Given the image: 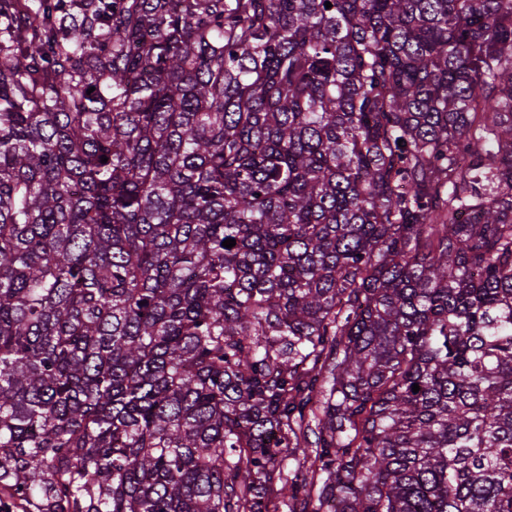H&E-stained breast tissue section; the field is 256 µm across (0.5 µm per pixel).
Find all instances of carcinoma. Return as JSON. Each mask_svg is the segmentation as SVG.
<instances>
[{"mask_svg":"<svg viewBox=\"0 0 512 512\" xmlns=\"http://www.w3.org/2000/svg\"><path fill=\"white\" fill-rule=\"evenodd\" d=\"M276 484L512 512V0H0V512Z\"/></svg>","mask_w":512,"mask_h":512,"instance_id":"obj_1","label":"carcinoma"}]
</instances>
